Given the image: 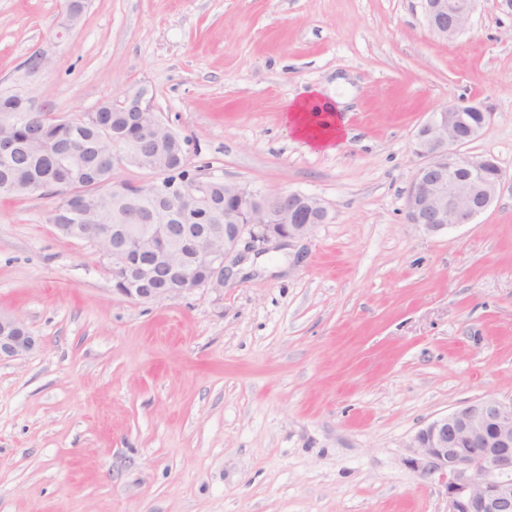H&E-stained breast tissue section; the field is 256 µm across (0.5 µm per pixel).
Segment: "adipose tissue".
Returning <instances> with one entry per match:
<instances>
[{"mask_svg": "<svg viewBox=\"0 0 512 512\" xmlns=\"http://www.w3.org/2000/svg\"><path fill=\"white\" fill-rule=\"evenodd\" d=\"M337 100L313 88L289 104L283 121L294 135L317 151L333 150L340 135Z\"/></svg>", "mask_w": 512, "mask_h": 512, "instance_id": "adipose-tissue-1", "label": "adipose tissue"}]
</instances>
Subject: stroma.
<instances>
[{"instance_id": "1", "label": "stroma", "mask_w": 512, "mask_h": 512, "mask_svg": "<svg viewBox=\"0 0 512 512\" xmlns=\"http://www.w3.org/2000/svg\"><path fill=\"white\" fill-rule=\"evenodd\" d=\"M63 10L0 0V94L73 121L147 89L201 178L330 221L142 304L56 232L60 197H0V310L40 340L0 362V512H447L412 436L512 399V7L477 0L452 41L420 0H89L60 37ZM311 87L343 99L335 151L283 122ZM449 102L490 108L464 152L504 179L427 234L404 220L414 140Z\"/></svg>"}]
</instances>
